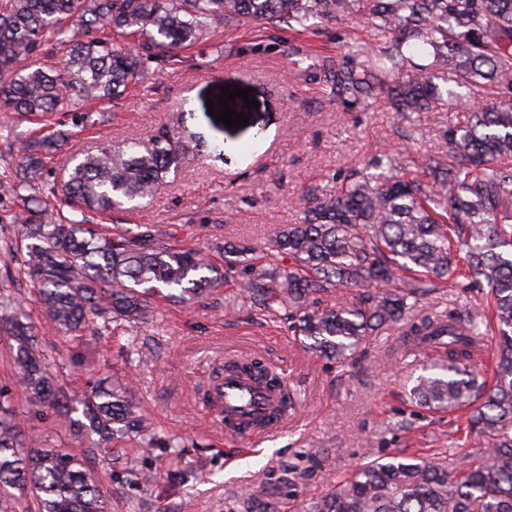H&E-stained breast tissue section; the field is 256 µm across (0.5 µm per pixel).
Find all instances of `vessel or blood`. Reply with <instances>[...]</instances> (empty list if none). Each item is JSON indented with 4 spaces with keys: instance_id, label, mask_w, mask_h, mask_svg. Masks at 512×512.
<instances>
[{
    "instance_id": "vessel-or-blood-1",
    "label": "vessel or blood",
    "mask_w": 512,
    "mask_h": 512,
    "mask_svg": "<svg viewBox=\"0 0 512 512\" xmlns=\"http://www.w3.org/2000/svg\"><path fill=\"white\" fill-rule=\"evenodd\" d=\"M278 394L259 390L245 378L225 374L211 393V407L223 417L228 433L245 438L254 436L256 425L273 432L284 428L286 417L275 414Z\"/></svg>"
}]
</instances>
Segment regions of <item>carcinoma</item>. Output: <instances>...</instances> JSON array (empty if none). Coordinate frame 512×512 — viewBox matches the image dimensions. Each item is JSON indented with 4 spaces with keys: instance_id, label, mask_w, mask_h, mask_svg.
Listing matches in <instances>:
<instances>
[{
    "instance_id": "cac0c4a2",
    "label": "carcinoma",
    "mask_w": 512,
    "mask_h": 512,
    "mask_svg": "<svg viewBox=\"0 0 512 512\" xmlns=\"http://www.w3.org/2000/svg\"><path fill=\"white\" fill-rule=\"evenodd\" d=\"M361 16L369 40L319 58L329 100L370 107L383 102L408 122L416 112L452 108L464 94L493 90L500 104L473 112L447 131L448 150L419 163L400 151L375 154L352 180L310 189L303 220L277 231L264 262L250 264L240 295L259 309L284 312L291 332L314 353L344 367L382 329L403 327L400 346L434 347L409 390L417 406L466 410L469 435L482 439L480 461L461 449L468 438L426 456L392 454L359 465L305 512H512V0H0V103L44 136L0 183L23 224L19 273L35 288L57 332L109 336L136 329L157 296L187 302L224 287V271L200 250L167 241L155 224L136 229L96 224L135 200L152 198L178 172L184 136L162 129L144 141L101 146L63 172L69 215L47 209L56 185L47 160L70 138L72 123L95 125L89 102L118 99L143 82L152 64L191 46L217 17L305 33ZM135 37L118 45L113 34ZM68 48L60 68L40 63L49 43ZM452 84L448 98L433 80ZM294 265H279L280 253ZM480 290L484 310L424 311L441 288ZM344 288L360 293L328 305ZM0 324L24 398L34 414L50 409L61 433L98 448H179L133 400L127 382L96 379L81 395L52 375L37 327L22 300L0 291ZM494 333L493 382L465 369ZM276 389L281 377L257 359L224 365ZM22 497L36 512H110L98 476L83 458L45 440L27 448L9 399L0 391V512ZM243 512H278L280 502L249 493Z\"/></svg>"
}]
</instances>
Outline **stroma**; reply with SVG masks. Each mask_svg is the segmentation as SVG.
Instances as JSON below:
<instances>
[{
	"label": "stroma",
	"mask_w": 512,
	"mask_h": 512,
	"mask_svg": "<svg viewBox=\"0 0 512 512\" xmlns=\"http://www.w3.org/2000/svg\"><path fill=\"white\" fill-rule=\"evenodd\" d=\"M367 35L358 20L332 22L306 35L301 51L292 55L288 33L215 20L197 42L180 50L178 61L154 63L145 82L130 86L117 105L107 107L103 122L74 128L48 170L58 172L71 156L102 143L143 139L162 127L184 125L194 137L185 143L182 170L169 176L149 204L115 214L114 223L159 225L173 241L201 248L219 264L224 255L218 247L224 243L247 247L249 258L261 257L277 227L299 222L298 199L307 188L332 186L383 150L445 151L449 127L497 103L493 96H474L450 110L416 114L408 124L381 104L348 108L329 100L310 66L317 55L336 54ZM224 85L249 89L257 100V108L244 112L248 125L233 130L210 115L206 98L219 96ZM21 231V224L0 223V288L23 299L31 311L45 349L56 360L54 373L75 393L91 376L133 377V397L157 429L184 441L180 448H153L132 457L119 447L96 449L89 440L63 436V444L82 454L100 476L111 512L137 507L241 512L244 493L280 498L292 465L307 475L288 505L290 512H299L367 457L447 447L448 414L407 400L423 359L392 354L400 327H386L366 353L337 369L295 339L285 316L263 314L238 296L236 282L245 275L239 267L230 271L227 286L195 302L153 298V316L138 331L150 360L134 367L126 359L125 330L85 345L47 325L11 251ZM229 298L235 305L230 313L225 310ZM240 356L276 366L296 401L287 431L248 446L226 435L201 399L225 360ZM0 389L12 398L25 445L52 434V411L32 414L2 337ZM402 418L411 421L410 431L387 430L388 422ZM130 461L155 473L149 491L127 476Z\"/></svg>",
	"instance_id": "obj_1"
}]
</instances>
